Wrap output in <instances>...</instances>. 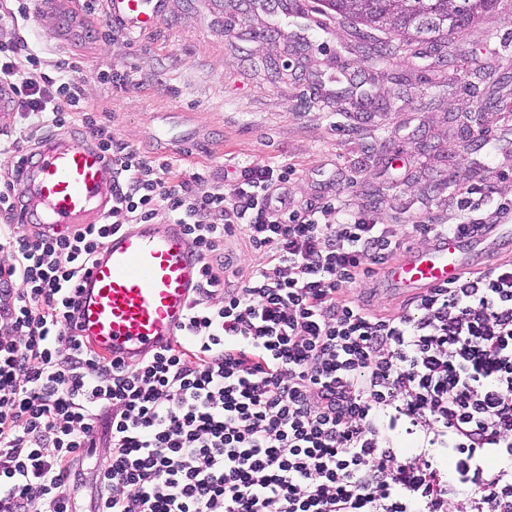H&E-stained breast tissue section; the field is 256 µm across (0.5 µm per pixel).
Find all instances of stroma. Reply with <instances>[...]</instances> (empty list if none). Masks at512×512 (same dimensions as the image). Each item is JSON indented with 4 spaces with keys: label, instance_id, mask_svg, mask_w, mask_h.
<instances>
[{
    "label": "stroma",
    "instance_id": "35a3bbf8",
    "mask_svg": "<svg viewBox=\"0 0 512 512\" xmlns=\"http://www.w3.org/2000/svg\"><path fill=\"white\" fill-rule=\"evenodd\" d=\"M109 19L106 0H56L18 30L78 62L93 115L131 146L176 156L198 191L268 160L294 167L292 203L336 194L380 224L451 220L482 179L494 194L479 216L512 199V0L437 41L378 33L382 59L337 18L310 29L258 0H167L135 35ZM113 70L130 83L102 81ZM387 100L397 111H381Z\"/></svg>",
    "mask_w": 512,
    "mask_h": 512
}]
</instances>
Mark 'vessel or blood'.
I'll use <instances>...</instances> for the list:
<instances>
[{"label":"vessel or blood","mask_w":512,"mask_h":512,"mask_svg":"<svg viewBox=\"0 0 512 512\" xmlns=\"http://www.w3.org/2000/svg\"><path fill=\"white\" fill-rule=\"evenodd\" d=\"M162 6V0H112L110 12L124 30L140 34ZM17 191L32 201L26 223L66 234L108 210L112 164L84 142L50 137ZM511 251L512 218L506 216L478 234L411 246L388 266V287L413 295ZM200 280L199 261L180 225L134 224L113 234L81 277L76 320L99 356L133 365L179 336Z\"/></svg>","instance_id":"vessel-or-blood-1"}]
</instances>
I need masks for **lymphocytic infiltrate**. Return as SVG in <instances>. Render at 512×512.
<instances>
[{
    "label": "lymphocytic infiltrate",
    "instance_id": "lymphocytic-infiltrate-1",
    "mask_svg": "<svg viewBox=\"0 0 512 512\" xmlns=\"http://www.w3.org/2000/svg\"><path fill=\"white\" fill-rule=\"evenodd\" d=\"M78 71L0 43L20 125L0 155L78 122L112 163L111 208L66 236L12 222L0 184V512H68L85 485L88 512H512V260L396 313L352 296L412 241L512 205L474 218L473 184L453 223L400 232L335 195L289 205L294 170L269 161L200 193L88 113ZM160 216L201 282L178 340L123 366L78 335L76 284L114 231ZM237 235L265 257L238 284Z\"/></svg>",
    "mask_w": 512,
    "mask_h": 512
}]
</instances>
